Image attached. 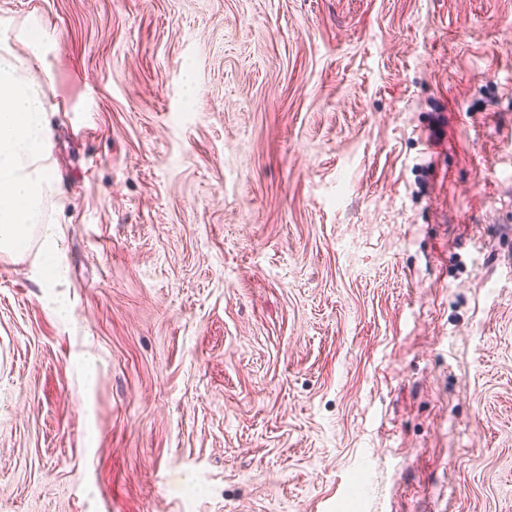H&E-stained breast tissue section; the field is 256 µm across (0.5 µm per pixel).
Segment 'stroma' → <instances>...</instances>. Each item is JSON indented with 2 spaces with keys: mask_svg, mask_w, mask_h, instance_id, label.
<instances>
[{
  "mask_svg": "<svg viewBox=\"0 0 512 512\" xmlns=\"http://www.w3.org/2000/svg\"><path fill=\"white\" fill-rule=\"evenodd\" d=\"M1 16L66 283L0 254V512H512V0Z\"/></svg>",
  "mask_w": 512,
  "mask_h": 512,
  "instance_id": "1",
  "label": "stroma"
}]
</instances>
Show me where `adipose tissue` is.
Wrapping results in <instances>:
<instances>
[{
    "instance_id": "adipose-tissue-1",
    "label": "adipose tissue",
    "mask_w": 512,
    "mask_h": 512,
    "mask_svg": "<svg viewBox=\"0 0 512 512\" xmlns=\"http://www.w3.org/2000/svg\"><path fill=\"white\" fill-rule=\"evenodd\" d=\"M56 40L37 20L14 25L0 17V253L19 255L40 233L44 274L51 287L64 279L55 224L44 201L53 187L48 164L50 105L42 80L54 67Z\"/></svg>"
}]
</instances>
